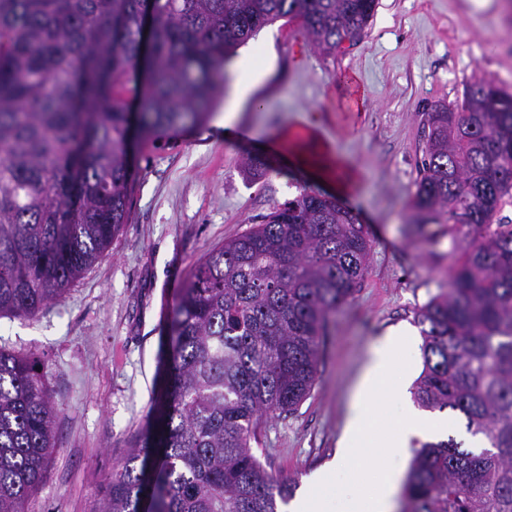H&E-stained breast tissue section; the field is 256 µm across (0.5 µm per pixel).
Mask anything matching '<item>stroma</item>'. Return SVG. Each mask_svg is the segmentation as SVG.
<instances>
[{
    "mask_svg": "<svg viewBox=\"0 0 512 512\" xmlns=\"http://www.w3.org/2000/svg\"><path fill=\"white\" fill-rule=\"evenodd\" d=\"M263 75L236 112L220 93L208 120L161 131L138 153L131 220L63 299L35 317H0V348L41 361L58 405L57 451L29 512H93L113 465L148 420L159 389L166 316L194 265L314 186L370 227L368 270L323 338L319 377L299 409L264 422L261 460L297 490L336 458L355 383L379 340L417 331L416 307L446 287L452 245L410 224L422 112L455 104L477 79L512 92V0H379L360 41L337 56L305 44L300 21H277L240 47ZM268 169L251 177L245 155ZM342 164L345 185L304 162ZM423 368L401 351L402 396L378 405L395 430Z\"/></svg>",
    "mask_w": 512,
    "mask_h": 512,
    "instance_id": "obj_1",
    "label": "stroma"
}]
</instances>
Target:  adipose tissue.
Listing matches in <instances>:
<instances>
[{
    "label": "adipose tissue",
    "mask_w": 512,
    "mask_h": 512,
    "mask_svg": "<svg viewBox=\"0 0 512 512\" xmlns=\"http://www.w3.org/2000/svg\"><path fill=\"white\" fill-rule=\"evenodd\" d=\"M404 345V339L393 335L382 339L357 381L340 443L341 454L336 465L357 472L374 470L378 474V481L376 492L369 498L353 495L347 512H392L393 499L403 474L402 468L384 466L380 461L361 453L358 443L363 437H370L372 447L402 457L409 451L411 438L435 436L448 429L446 423L422 415L411 407L404 411L394 434L389 435L376 429L374 410L383 396L395 390L389 376L396 354Z\"/></svg>",
    "instance_id": "obj_1"
}]
</instances>
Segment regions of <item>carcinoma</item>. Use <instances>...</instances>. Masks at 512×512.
Wrapping results in <instances>:
<instances>
[{"label":"carcinoma","mask_w":512,"mask_h":512,"mask_svg":"<svg viewBox=\"0 0 512 512\" xmlns=\"http://www.w3.org/2000/svg\"><path fill=\"white\" fill-rule=\"evenodd\" d=\"M142 0H0V316L63 298L129 223L132 140L201 125L236 50L298 19L336 56L378 0H154L139 80ZM414 224L448 228V288L415 312L417 405L465 420L414 450L401 512H512V92L466 85L423 118ZM371 233L302 187L194 266L172 305L166 382L145 431L113 465L98 512H279L294 484L252 444L313 391L329 317L368 268ZM37 361L0 349V512H29L57 445Z\"/></svg>","instance_id":"cac0c4a2"}]
</instances>
